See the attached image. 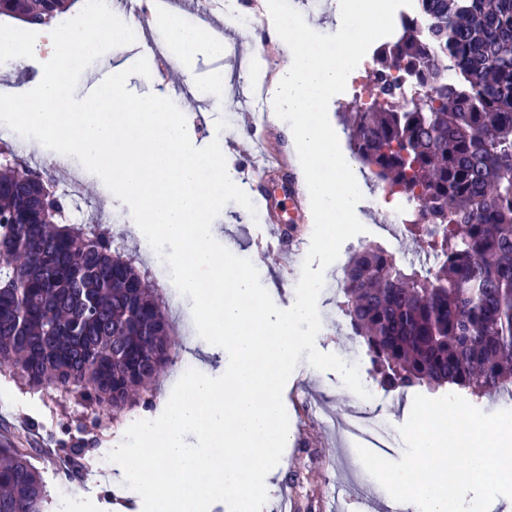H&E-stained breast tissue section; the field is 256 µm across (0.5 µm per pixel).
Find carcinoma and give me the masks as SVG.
<instances>
[{
  "label": "carcinoma",
  "mask_w": 512,
  "mask_h": 512,
  "mask_svg": "<svg viewBox=\"0 0 512 512\" xmlns=\"http://www.w3.org/2000/svg\"><path fill=\"white\" fill-rule=\"evenodd\" d=\"M77 0H0V17L48 25ZM376 54L382 105L343 113L378 180L420 191L413 225L437 257L407 270L380 247L344 268V313L375 380L512 390V0H414ZM406 74L409 106L393 74ZM43 170L0 163V370L80 391L117 412L172 363L166 307L96 224H65ZM41 473L0 443V512H46Z\"/></svg>",
  "instance_id": "cac0c4a2"
}]
</instances>
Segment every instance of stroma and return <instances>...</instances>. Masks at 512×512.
<instances>
[{
  "label": "stroma",
  "instance_id": "1",
  "mask_svg": "<svg viewBox=\"0 0 512 512\" xmlns=\"http://www.w3.org/2000/svg\"><path fill=\"white\" fill-rule=\"evenodd\" d=\"M224 43L228 47L222 61L207 53H198L189 65L170 68L167 77L130 76L128 89L138 95L155 94L173 97L172 86L186 82L198 89V96L183 98L182 112L188 119L190 138L195 146L210 143L216 132L215 122L225 118L228 126L219 134L235 145L226 153V163L235 174V182L244 190L260 183L264 190L274 191L282 202V220L298 236L296 249L283 257L276 245L257 248L256 236L261 221L236 203L227 204L215 220L222 244L236 253L256 255L260 261L259 279L282 309L295 300L296 278L280 280L278 269L282 259H289L293 268H301L313 231L310 211L294 215L288 188L300 180L298 166L275 170L251 180L254 145L267 139L269 148L292 149L288 125L282 120H269V102H262L260 112L250 115L238 95L242 80L265 79L267 71H280L287 60L284 53L263 55L255 34L244 31L235 12L224 18ZM367 194L358 204L365 233L347 240L338 259L325 272L324 287L318 298L321 329L316 338L320 351L345 356L353 347L348 338V325L342 311L343 297L336 289V278L348 256L367 245L379 246L402 264L427 257L426 247L405 232L399 231L383 212L385 200L372 174H365ZM60 187L78 184L85 199L92 202L89 211L96 223L112 229L113 251L133 257L142 268H150L151 260L144 254L135 222L112 224L108 206L103 200L107 188L95 175L66 169L58 174ZM166 394L163 379H156L146 393L121 412L110 406L90 407L79 393H60L52 389L30 388L12 377L0 374V440L7 438L18 447L28 449L31 463L45 481L48 494L47 512H103L107 503H121L122 512H140V497L133 490L112 484L107 475L114 465L107 456L123 439L133 422L154 416L161 398ZM284 405L290 416L288 445L279 464L271 470L269 481L276 491L296 492L298 484L309 490L306 499L298 502L295 512H330L339 487H352L350 466L360 458L353 443L342 432L326 428L321 414L346 416L360 408L362 400L346 388L337 373L321 372L307 362H299L283 391Z\"/></svg>",
  "mask_w": 512,
  "mask_h": 512
}]
</instances>
